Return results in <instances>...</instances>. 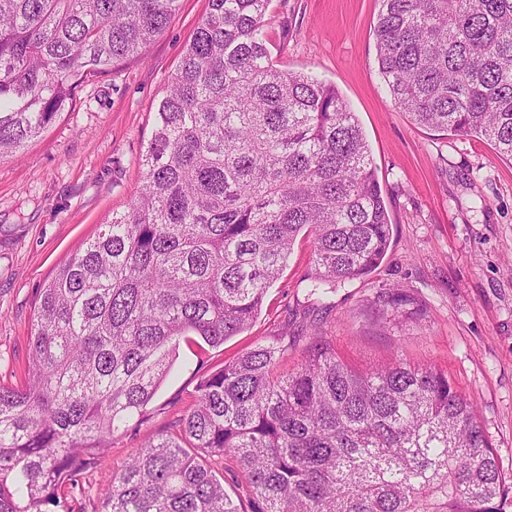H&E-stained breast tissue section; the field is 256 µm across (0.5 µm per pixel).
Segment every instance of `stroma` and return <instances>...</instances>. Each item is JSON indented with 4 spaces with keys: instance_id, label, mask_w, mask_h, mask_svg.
I'll return each instance as SVG.
<instances>
[{
    "instance_id": "stroma-1",
    "label": "stroma",
    "mask_w": 512,
    "mask_h": 512,
    "mask_svg": "<svg viewBox=\"0 0 512 512\" xmlns=\"http://www.w3.org/2000/svg\"><path fill=\"white\" fill-rule=\"evenodd\" d=\"M207 9L208 0H181L142 57L87 78L69 111L0 160V383L25 381L45 281L139 194L153 106ZM378 11V0H271L265 31L274 62L335 85L356 113L393 224L385 258L321 299L305 286L311 243L298 240L251 327L216 348L181 344L143 420L84 474L87 494L48 512H100L98 490L149 438L175 432L202 376L304 329L361 369L401 358L447 372L512 486V163L395 108L376 60Z\"/></svg>"
}]
</instances>
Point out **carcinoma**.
Listing matches in <instances>:
<instances>
[{"mask_svg": "<svg viewBox=\"0 0 512 512\" xmlns=\"http://www.w3.org/2000/svg\"><path fill=\"white\" fill-rule=\"evenodd\" d=\"M377 62L420 126L512 163V0H379ZM270 0H208L143 153L129 209L40 288L25 384L0 386V512H45L139 421L180 343L248 329L300 234L313 294L375 270L393 225L362 129L336 90L277 67ZM180 0H0V159L78 83L139 57ZM202 378L173 435L100 493L102 512H501L508 492L475 407L402 359L358 370L312 333ZM236 463L247 499L210 466Z\"/></svg>", "mask_w": 512, "mask_h": 512, "instance_id": "1", "label": "carcinoma"}]
</instances>
